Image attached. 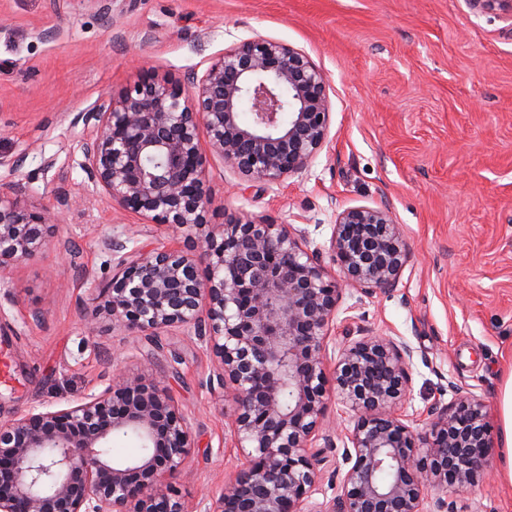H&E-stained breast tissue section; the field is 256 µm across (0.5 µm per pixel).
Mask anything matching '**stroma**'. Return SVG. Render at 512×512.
Instances as JSON below:
<instances>
[{
    "label": "stroma",
    "mask_w": 512,
    "mask_h": 512,
    "mask_svg": "<svg viewBox=\"0 0 512 512\" xmlns=\"http://www.w3.org/2000/svg\"><path fill=\"white\" fill-rule=\"evenodd\" d=\"M1 17L0 157L25 161L0 170V192L20 186L38 207L62 194L82 206L63 211L47 247L0 281L13 295L0 306V421L101 391L118 368H145L167 385L195 444L171 491L194 505L236 473L239 451L224 433L231 401L206 386L207 345L178 330L154 343L83 317L91 282L112 276L104 236L133 248L175 235L96 192L70 122L145 76L187 80L261 37L325 73L329 134L309 171L245 193L208 157L209 223L241 213L290 224L325 251L338 213L390 207L408 249L399 283L345 291L330 347L362 327L403 337L414 350L410 418L451 402L455 382L498 422L512 373V22L468 0H0ZM331 440L312 495L323 512L348 469L343 431ZM462 508L512 512V483L495 474Z\"/></svg>",
    "instance_id": "obj_1"
}]
</instances>
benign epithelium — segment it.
<instances>
[{"label":"benign epithelium","mask_w":512,"mask_h":512,"mask_svg":"<svg viewBox=\"0 0 512 512\" xmlns=\"http://www.w3.org/2000/svg\"><path fill=\"white\" fill-rule=\"evenodd\" d=\"M471 2L512 20V0ZM330 108L325 74L302 50L248 38L188 86L144 79L78 113L71 126L81 128V167L95 189L185 239L129 251L103 238L115 269L92 289L86 316L155 342L179 329L213 353L217 384L232 391L227 428L241 468L205 512H316L313 448L331 395L353 422L334 512H456L454 496L493 473L484 400L451 382L453 401L430 407L417 431L401 411L413 350L367 329L327 373L344 287L371 295L399 282L407 250L392 211L337 215L330 252L340 279L290 224L207 219L206 152L237 171L243 191L280 184L314 164ZM55 223L57 211L32 205L22 188L1 192L0 277L43 250ZM116 436L137 438L144 452L113 459ZM193 449L161 381L122 372L65 408L0 422V512H198L164 491Z\"/></svg>","instance_id":"obj_1"}]
</instances>
